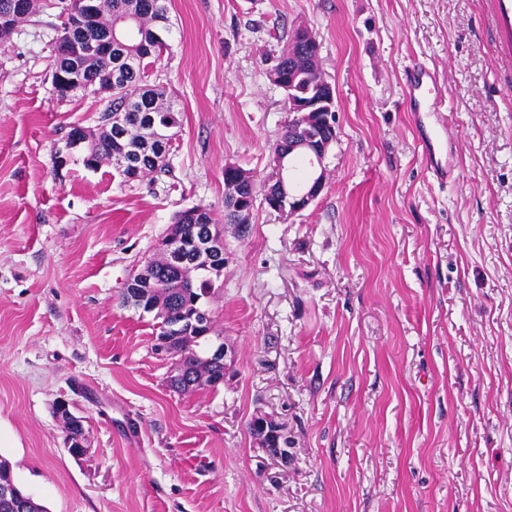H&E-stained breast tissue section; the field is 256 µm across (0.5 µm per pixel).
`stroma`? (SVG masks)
Instances as JSON below:
<instances>
[{
	"mask_svg": "<svg viewBox=\"0 0 512 512\" xmlns=\"http://www.w3.org/2000/svg\"><path fill=\"white\" fill-rule=\"evenodd\" d=\"M54 0L0 42V456L48 512H512V0H167L148 81L183 114L168 173L85 166L106 100L52 92ZM315 34L336 97L326 184L224 229L208 301L224 381L181 395L154 314L121 304L178 211L258 181L292 114L266 77ZM434 67L455 177L403 88ZM80 417L64 443L59 401ZM288 434L287 463L248 422ZM61 419L63 423L65 439L67 442L70 439H75L76 437L83 435V424L81 420H78L77 423H74L71 419L67 417L65 413L61 414ZM68 448H70L71 454L73 456H76L77 458L83 456L86 452L85 445L81 440L76 442L69 441Z\"/></svg>",
	"mask_w": 512,
	"mask_h": 512,
	"instance_id": "1",
	"label": "stroma"
}]
</instances>
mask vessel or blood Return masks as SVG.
<instances>
[{"instance_id": "obj_1", "label": "vessel or blood", "mask_w": 512, "mask_h": 512, "mask_svg": "<svg viewBox=\"0 0 512 512\" xmlns=\"http://www.w3.org/2000/svg\"><path fill=\"white\" fill-rule=\"evenodd\" d=\"M439 82L437 71L422 62L414 63L403 76L407 108L412 114L417 145L427 171L433 180L445 184L453 179L455 171V165L448 157V115L428 99Z\"/></svg>"}]
</instances>
